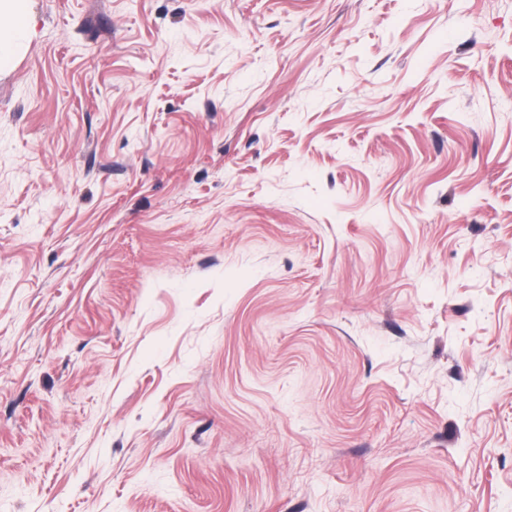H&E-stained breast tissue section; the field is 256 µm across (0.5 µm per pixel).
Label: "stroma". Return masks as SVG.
I'll use <instances>...</instances> for the list:
<instances>
[{
	"label": "stroma",
	"mask_w": 512,
	"mask_h": 512,
	"mask_svg": "<svg viewBox=\"0 0 512 512\" xmlns=\"http://www.w3.org/2000/svg\"><path fill=\"white\" fill-rule=\"evenodd\" d=\"M29 10L0 512H512V0Z\"/></svg>",
	"instance_id": "1"
}]
</instances>
